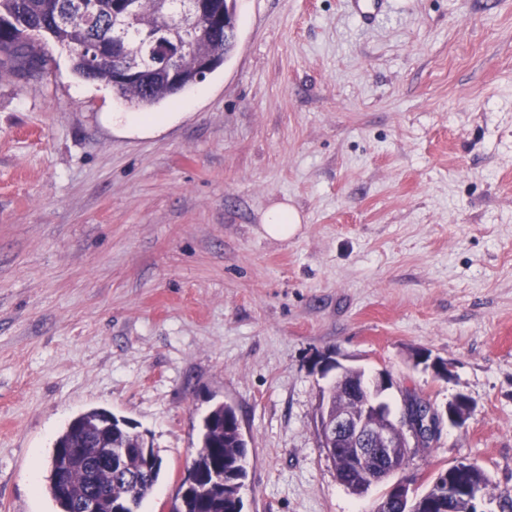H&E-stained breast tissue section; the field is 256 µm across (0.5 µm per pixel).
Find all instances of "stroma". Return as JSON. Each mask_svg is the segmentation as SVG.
Listing matches in <instances>:
<instances>
[{"mask_svg":"<svg viewBox=\"0 0 512 512\" xmlns=\"http://www.w3.org/2000/svg\"><path fill=\"white\" fill-rule=\"evenodd\" d=\"M236 47L130 128L111 87L50 44L0 69V512H56L44 481L77 414L135 422L164 512L202 420L232 404L243 512H373L315 422L328 357L444 410L416 492L467 461L512 492V0H236ZM294 206L300 230L266 237ZM448 365H414L415 352ZM37 473L40 482L28 481ZM301 225L298 210L286 203L278 204L267 210L263 216L262 230L274 240H286L294 235Z\"/></svg>","mask_w":512,"mask_h":512,"instance_id":"stroma-1","label":"stroma"}]
</instances>
